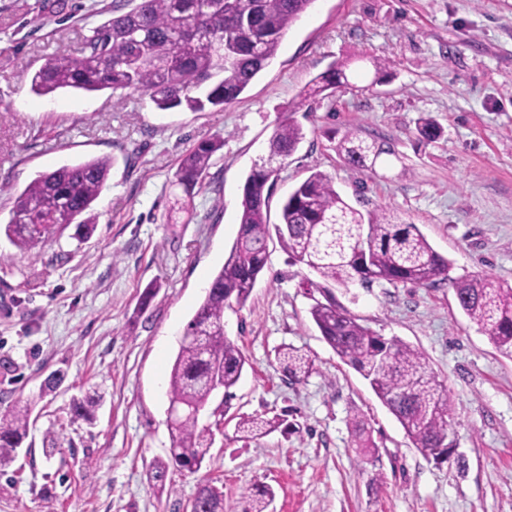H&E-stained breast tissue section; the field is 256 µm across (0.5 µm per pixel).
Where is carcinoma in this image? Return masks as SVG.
<instances>
[{"label":"carcinoma","mask_w":512,"mask_h":512,"mask_svg":"<svg viewBox=\"0 0 512 512\" xmlns=\"http://www.w3.org/2000/svg\"><path fill=\"white\" fill-rule=\"evenodd\" d=\"M314 0H118L116 16L92 30L80 55L53 57L34 73L31 89L51 95L61 89L87 92L134 89L149 96L159 110L183 107L192 112H215L235 103L252 81L275 58L290 27ZM347 64H333L314 78L275 127L269 154L287 160L305 139L295 112L308 99L349 85ZM418 140L430 144L442 136L441 127L421 117ZM219 141L192 149L174 173L190 207L194 190L202 184ZM352 168H373L391 153L347 131L336 146ZM112 162L94 158L64 165L37 175L17 197L6 236L20 250L43 248L56 232L77 224L81 234L94 225L82 220L100 196ZM272 173L259 166L246 177L240 201L238 235L212 277L205 298L188 322L168 381L169 404L180 413L168 418L171 463L196 472L213 444V425L200 421L211 401L213 384L224 386V409L240 380L245 364L241 351L224 334V310L242 307L267 264L265 246L277 237L289 259L315 271L323 289L358 282L430 287L448 280L450 263L438 253L414 224L382 207L366 214L347 202L333 180L314 171L298 185L281 207L280 223L267 220ZM459 308L487 335L501 354L512 357V287L493 276L474 274L452 282ZM311 318L324 341L369 384L375 396L396 417L407 437L426 459L448 458L453 447V400L446 385L429 368L423 355L409 344L386 339L358 322L336 303L333 295L316 302ZM278 360L291 377H306L314 361L300 350L285 346ZM36 401L17 403L0 413V470L11 465L28 435ZM95 399H75L72 414L94 420ZM284 419L241 416L236 434L242 440L267 436ZM169 463V464H171ZM169 464L159 461L151 470L155 484L164 486ZM274 499L271 487L255 488L245 512H268ZM193 512H224V494L205 483L193 497Z\"/></svg>","instance_id":"1"}]
</instances>
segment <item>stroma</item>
<instances>
[{
	"mask_svg": "<svg viewBox=\"0 0 512 512\" xmlns=\"http://www.w3.org/2000/svg\"><path fill=\"white\" fill-rule=\"evenodd\" d=\"M0 0V223L41 172L112 159L90 217L94 230L58 232L38 252L0 232V412L38 396L15 462L0 472V512H186L200 483L243 512L259 484L269 512H512V358L458 307L454 278L488 273L512 287V0H316L276 57L221 112L158 110L142 92L61 91L30 80L49 57L78 55L107 20L111 0ZM389 58L376 75L369 58ZM352 60L347 88L299 110L306 139L285 161L270 199L278 223L288 193L327 173L361 211L384 206L417 225L452 264L451 280L415 288H333L362 324L417 349L453 399L455 446L435 463L413 448L395 416L323 340L310 316L318 275L270 241L267 267L224 332L245 358L235 397L199 471L170 468L166 380L186 324L239 229L247 175L269 151L289 105L314 77ZM442 128L417 140L420 116ZM386 146L374 169L338 157L331 131ZM222 141L191 210L171 180L204 141ZM157 293L148 307L140 295ZM315 359L288 376L282 346ZM63 372L52 391L42 386ZM97 397L93 422L73 399ZM286 416L288 430L237 440L240 416ZM375 443L357 447L353 419Z\"/></svg>",
	"mask_w": 512,
	"mask_h": 512,
	"instance_id": "1",
	"label": "stroma"
}]
</instances>
